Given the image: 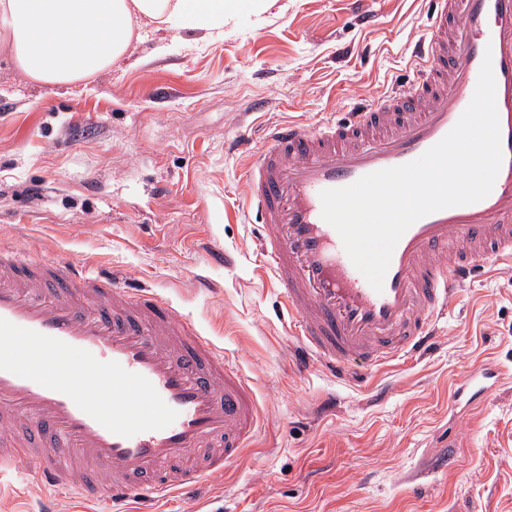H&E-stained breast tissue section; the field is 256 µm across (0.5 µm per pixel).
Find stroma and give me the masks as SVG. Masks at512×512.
Here are the masks:
<instances>
[{"mask_svg": "<svg viewBox=\"0 0 512 512\" xmlns=\"http://www.w3.org/2000/svg\"><path fill=\"white\" fill-rule=\"evenodd\" d=\"M276 0L218 40L149 24L88 84L48 86L0 43V250L68 256L124 272L180 306L257 384L260 436L224 473L162 512H512V267L462 288L421 354L366 383L301 368L263 274L241 174L262 148L232 152L241 124H317L413 77L433 0ZM268 99L261 112L255 100ZM230 258L207 266L210 248ZM475 368L481 404L453 401ZM0 512H110L40 485L18 461ZM491 378L492 376H489L487 372L475 369L467 376L464 383L454 391V398L463 396L465 392L471 393L469 400L486 398L493 386V383L489 382Z\"/></svg>", "mask_w": 512, "mask_h": 512, "instance_id": "1", "label": "stroma"}]
</instances>
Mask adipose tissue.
<instances>
[{
    "instance_id": "obj_1",
    "label": "adipose tissue",
    "mask_w": 512,
    "mask_h": 512,
    "mask_svg": "<svg viewBox=\"0 0 512 512\" xmlns=\"http://www.w3.org/2000/svg\"><path fill=\"white\" fill-rule=\"evenodd\" d=\"M269 0H0V43L15 66L43 85L86 83L110 71L147 23L223 37L242 12L262 16Z\"/></svg>"
}]
</instances>
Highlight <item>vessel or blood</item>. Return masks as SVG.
<instances>
[{
    "label": "vessel or blood",
    "mask_w": 512,
    "mask_h": 512,
    "mask_svg": "<svg viewBox=\"0 0 512 512\" xmlns=\"http://www.w3.org/2000/svg\"><path fill=\"white\" fill-rule=\"evenodd\" d=\"M491 56L503 161L481 201L428 214L396 244L382 290L322 217L323 190L400 166L468 107ZM409 86L313 126H274L242 174L264 265L299 353L336 377L371 374L425 347L476 267L512 261V0H435ZM476 370L457 395L484 399ZM255 386L180 309L127 277L65 258L0 251V466L24 459L42 484L112 512H141L223 473L261 427Z\"/></svg>",
    "instance_id": "obj_1"
}]
</instances>
